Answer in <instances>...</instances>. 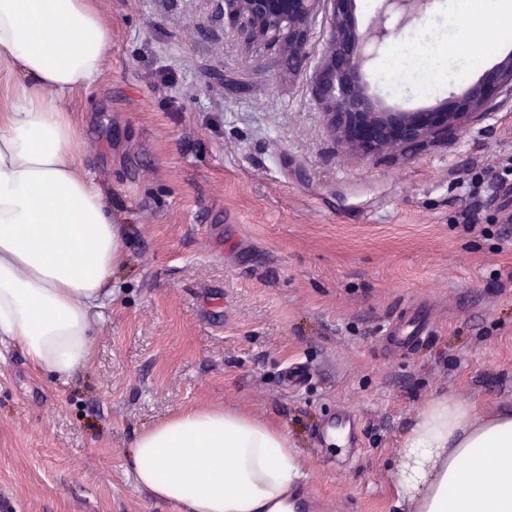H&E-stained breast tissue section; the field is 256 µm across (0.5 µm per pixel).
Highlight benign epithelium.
<instances>
[{
	"label": "benign epithelium",
	"instance_id": "1",
	"mask_svg": "<svg viewBox=\"0 0 512 512\" xmlns=\"http://www.w3.org/2000/svg\"><path fill=\"white\" fill-rule=\"evenodd\" d=\"M224 19L245 37L277 49L288 73L303 74L310 23L319 10L328 13L329 38L312 89L327 124L355 155L394 150L412 155L425 145L448 139L488 109L498 94L512 95V55L469 84L450 106L435 112H399L372 95L363 80L366 51L390 33L386 21L399 16L401 28L419 18L432 0H383L369 30L357 28L352 0H220Z\"/></svg>",
	"mask_w": 512,
	"mask_h": 512
}]
</instances>
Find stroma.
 Wrapping results in <instances>:
<instances>
[{
	"label": "stroma",
	"mask_w": 512,
	"mask_h": 512,
	"mask_svg": "<svg viewBox=\"0 0 512 512\" xmlns=\"http://www.w3.org/2000/svg\"><path fill=\"white\" fill-rule=\"evenodd\" d=\"M450 0L374 50L364 80L421 112L466 87ZM112 44L75 98L87 170L112 194L124 262L95 311L91 365L62 381L0 345V512H179L136 485L141 430L221 403L281 427L295 493L393 512L403 435L448 393L512 410V98L413 156L350 153L306 75L226 23L218 0H101ZM438 57L427 92L382 78L398 47ZM426 309L407 349L383 329ZM309 371L303 385L289 367ZM357 422L344 460L315 431Z\"/></svg>",
	"instance_id": "obj_1"
}]
</instances>
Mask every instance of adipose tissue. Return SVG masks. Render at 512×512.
Here are the masks:
<instances>
[{
  "instance_id": "adipose-tissue-1",
  "label": "adipose tissue",
  "mask_w": 512,
  "mask_h": 512,
  "mask_svg": "<svg viewBox=\"0 0 512 512\" xmlns=\"http://www.w3.org/2000/svg\"><path fill=\"white\" fill-rule=\"evenodd\" d=\"M450 11L464 36L512 42V0H451ZM111 41L99 0H0V342L59 379L91 363L93 312L124 258L67 107L99 79ZM128 468L180 512H293L306 477L283 430L221 404L140 431ZM395 508L512 512V411L429 401L401 443Z\"/></svg>"
}]
</instances>
